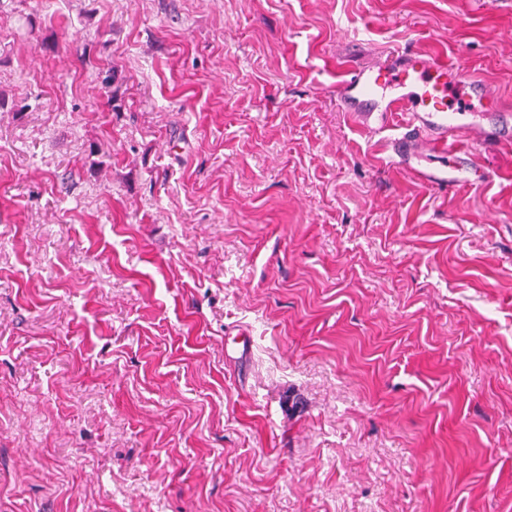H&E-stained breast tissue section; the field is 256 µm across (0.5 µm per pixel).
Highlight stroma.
Segmentation results:
<instances>
[{"label":"stroma","mask_w":512,"mask_h":512,"mask_svg":"<svg viewBox=\"0 0 512 512\" xmlns=\"http://www.w3.org/2000/svg\"><path fill=\"white\" fill-rule=\"evenodd\" d=\"M353 35L512 114V0H0V512H512V138L390 165Z\"/></svg>","instance_id":"obj_1"}]
</instances>
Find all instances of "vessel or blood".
Masks as SVG:
<instances>
[{
    "label": "vessel or blood",
    "mask_w": 512,
    "mask_h": 512,
    "mask_svg": "<svg viewBox=\"0 0 512 512\" xmlns=\"http://www.w3.org/2000/svg\"><path fill=\"white\" fill-rule=\"evenodd\" d=\"M476 100L485 104L480 117L490 138L512 137V119L491 102L483 81L438 57L391 51L372 64L352 66L336 89L339 110L352 113L369 131L384 132L396 114H404L399 133L390 140L391 162L410 166L418 140L427 137L438 164L423 178L445 190L472 180V160L460 147L467 132L460 115Z\"/></svg>",
    "instance_id": "1"
}]
</instances>
